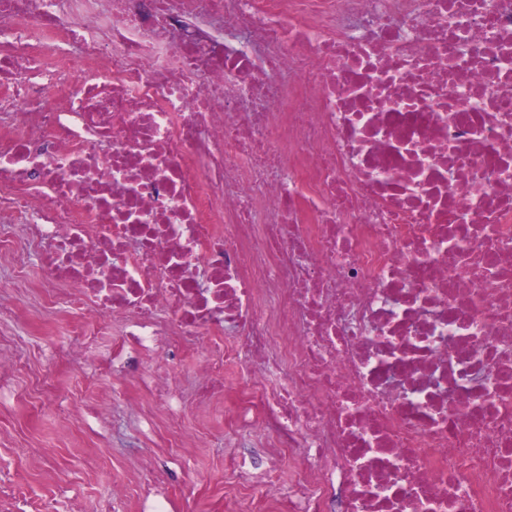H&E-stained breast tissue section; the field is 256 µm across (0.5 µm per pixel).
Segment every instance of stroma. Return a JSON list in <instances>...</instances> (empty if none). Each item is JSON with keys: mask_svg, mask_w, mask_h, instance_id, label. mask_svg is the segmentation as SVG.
<instances>
[{"mask_svg": "<svg viewBox=\"0 0 512 512\" xmlns=\"http://www.w3.org/2000/svg\"><path fill=\"white\" fill-rule=\"evenodd\" d=\"M41 270L33 268L16 290L8 263L0 264V297L15 301L16 317L0 322V343L22 348L24 367L13 369L10 391L0 397V481L18 489L22 512H70L79 501L85 512L110 504L123 489L119 512H218L224 501L225 464L233 449L224 431L209 423L194 396V375L206 353L199 342L188 354L164 356L151 350L102 351L111 370L67 362L80 337L60 335L44 324ZM167 372L181 380L182 424L201 441L197 448L171 445L170 415L157 409L149 387L131 369ZM52 382V407L36 413L25 395L33 381ZM166 480L157 495L143 498L141 485L154 471Z\"/></svg>", "mask_w": 512, "mask_h": 512, "instance_id": "1", "label": "stroma"}]
</instances>
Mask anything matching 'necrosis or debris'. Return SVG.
I'll return each mask as SVG.
<instances>
[{"mask_svg": "<svg viewBox=\"0 0 512 512\" xmlns=\"http://www.w3.org/2000/svg\"><path fill=\"white\" fill-rule=\"evenodd\" d=\"M96 358L214 342L225 512H512V0H0V262Z\"/></svg>", "mask_w": 512, "mask_h": 512, "instance_id": "4bbe7bcc", "label": "necrosis or debris"}]
</instances>
